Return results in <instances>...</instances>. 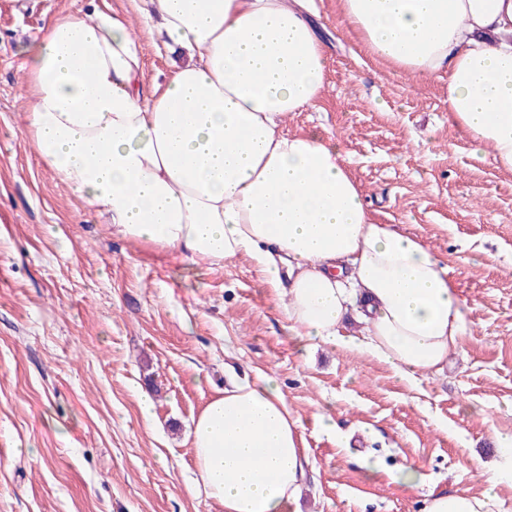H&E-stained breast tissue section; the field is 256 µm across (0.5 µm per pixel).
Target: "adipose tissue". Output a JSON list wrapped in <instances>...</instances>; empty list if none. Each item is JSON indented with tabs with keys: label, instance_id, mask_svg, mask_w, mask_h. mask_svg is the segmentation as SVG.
Wrapping results in <instances>:
<instances>
[{
	"label": "adipose tissue",
	"instance_id": "1",
	"mask_svg": "<svg viewBox=\"0 0 512 512\" xmlns=\"http://www.w3.org/2000/svg\"><path fill=\"white\" fill-rule=\"evenodd\" d=\"M186 54L145 94L124 20L59 16L29 50L25 134L112 234L194 265L249 258L288 299L295 336L414 378L441 371L468 306L418 239L375 223L338 141L286 131L316 107L325 43L307 0H141ZM339 22L402 70L448 74L456 125L512 170V0H340ZM482 496L423 512H489L512 483V436ZM197 485L224 512H288L308 463L275 379H232L193 421Z\"/></svg>",
	"mask_w": 512,
	"mask_h": 512
}]
</instances>
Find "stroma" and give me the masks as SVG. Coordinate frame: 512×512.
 Here are the masks:
<instances>
[{"label":"stroma","instance_id":"35a3bbf8","mask_svg":"<svg viewBox=\"0 0 512 512\" xmlns=\"http://www.w3.org/2000/svg\"><path fill=\"white\" fill-rule=\"evenodd\" d=\"M89 0H0V512H222L195 486L193 418L233 376L277 379L311 461L301 512H422L427 494L482 495L464 456L500 460L512 435V171L448 114V75L367 55L313 0L329 34L317 108L286 128L338 140L374 218L448 267L470 327L445 369L389 365L293 336L286 297L246 258L197 267L120 238L24 133V49ZM125 18L144 89L182 54L157 47L134 0ZM153 402L143 416L142 396ZM331 417L335 432L321 425ZM412 461L420 487L394 480Z\"/></svg>","mask_w":512,"mask_h":512}]
</instances>
